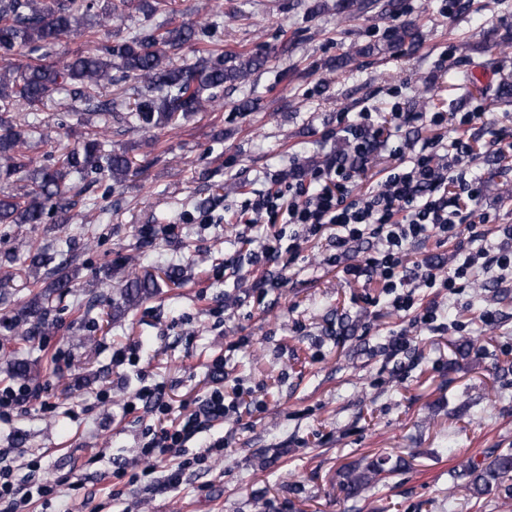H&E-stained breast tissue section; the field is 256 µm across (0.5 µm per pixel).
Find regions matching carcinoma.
<instances>
[{"instance_id":"carcinoma-1","label":"carcinoma","mask_w":512,"mask_h":512,"mask_svg":"<svg viewBox=\"0 0 512 512\" xmlns=\"http://www.w3.org/2000/svg\"><path fill=\"white\" fill-rule=\"evenodd\" d=\"M126 0H0V224H42L52 209L64 213L70 204L64 195L94 174L121 184L140 172L123 152L110 148L99 137H80L46 165L37 164L26 152L30 133L16 121L18 112H39L60 89L71 86L73 99L83 111L99 118L106 126L115 121L143 133L161 130L178 117L203 112L216 101L228 85L246 81L267 58L240 53L224 56L194 43L212 33L211 27L169 21L158 28L144 29L124 39L98 40L99 32L123 17ZM380 6L395 14L402 0H345L341 8L360 12ZM168 7L166 0H137L136 10L145 18ZM89 33L93 38L65 63L58 65L44 58L23 63L18 56L39 52L55 45L73 32ZM420 40L419 27L413 22L392 29L386 50L413 46ZM193 47L194 61L176 66L171 53ZM382 52L372 46L358 48L329 59L332 71L348 68L355 56ZM121 72V80L135 91L134 100L124 96L102 99L101 90L112 85V70ZM75 242L65 239L53 252L40 251L29 256L27 270L51 271V281L34 297L20 302L13 319L28 325L26 334L45 332L49 303L72 293L77 287L76 273L70 268ZM152 271L135 275L121 284L119 302L110 304L112 316L123 307L136 305L152 297L159 282L176 278L174 269L155 260ZM470 496L475 503L490 495L512 476V452H501L483 464L464 466ZM388 470L381 460L344 469L339 483L344 496L361 497L368 489L384 482Z\"/></svg>"}]
</instances>
